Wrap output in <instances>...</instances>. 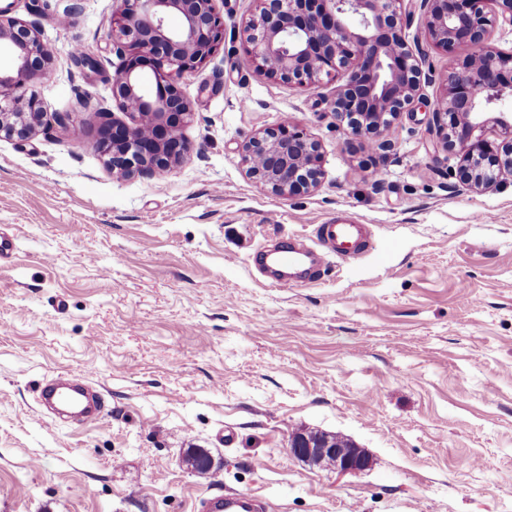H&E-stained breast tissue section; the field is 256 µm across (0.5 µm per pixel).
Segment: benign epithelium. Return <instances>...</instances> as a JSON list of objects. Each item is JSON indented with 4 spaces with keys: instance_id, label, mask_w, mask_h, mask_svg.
I'll return each mask as SVG.
<instances>
[{
    "instance_id": "7a95c632",
    "label": "benign epithelium",
    "mask_w": 512,
    "mask_h": 512,
    "mask_svg": "<svg viewBox=\"0 0 512 512\" xmlns=\"http://www.w3.org/2000/svg\"><path fill=\"white\" fill-rule=\"evenodd\" d=\"M112 17V50L121 66L112 97L130 121L101 128L98 151L112 174L155 176L183 161L191 150L183 134L192 102L179 85L186 72L201 68L224 40V18L216 0H119ZM260 10L245 28L248 53L256 67L283 82L317 85L344 72L329 100L336 119L350 134L389 143V133L404 112L422 99L419 53L408 43L402 15L419 11L420 24L434 46L463 50L448 75L432 112L439 146L458 158V181L469 189L492 190L512 180V116H490L512 96V54L490 46L496 18L488 0H258ZM176 14L180 26L171 28ZM13 59L0 72V138L26 141L43 125L45 109L33 93L11 90L45 78L54 56L38 26L0 10V49ZM152 70L147 83L143 68ZM497 138L485 136L487 126ZM247 174L278 196L315 190L321 181L317 142L284 122L266 127L240 146ZM289 454L338 475L368 468L360 449L334 448L329 438L294 434Z\"/></svg>"
}]
</instances>
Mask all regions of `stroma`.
<instances>
[{"label": "stroma", "instance_id": "1", "mask_svg": "<svg viewBox=\"0 0 512 512\" xmlns=\"http://www.w3.org/2000/svg\"><path fill=\"white\" fill-rule=\"evenodd\" d=\"M43 2L0 0L54 54L25 88L46 125L0 139V234L15 243L0 261V512H192L228 491L274 512H512V181L465 189L436 146L457 54L406 27L424 98L382 151L330 111L335 82L258 72L243 36L254 0H218L224 41L180 79L192 153L118 178L96 149L102 112L118 110L117 4ZM283 121L321 146L314 192L276 196L245 172L241 143ZM339 217L371 230L358 261L281 287L252 266L257 248L315 241ZM57 371L103 392L100 420L42 411ZM299 430L347 438L369 467L293 458ZM190 448L207 449L208 474L187 469Z\"/></svg>", "mask_w": 512, "mask_h": 512}]
</instances>
